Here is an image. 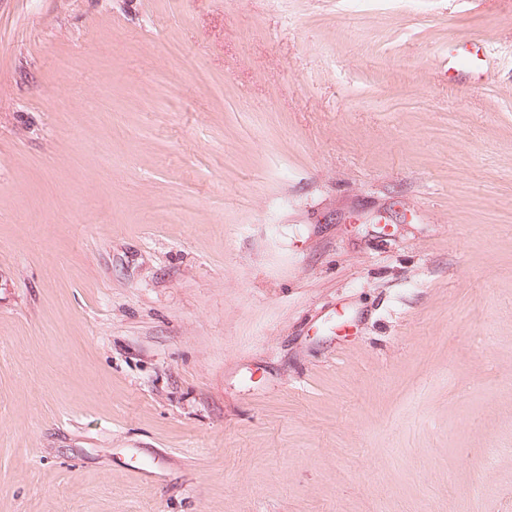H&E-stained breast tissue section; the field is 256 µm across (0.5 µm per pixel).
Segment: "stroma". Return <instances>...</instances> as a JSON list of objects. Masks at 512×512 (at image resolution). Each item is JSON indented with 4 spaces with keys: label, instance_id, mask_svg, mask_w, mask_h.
I'll list each match as a JSON object with an SVG mask.
<instances>
[{
    "label": "stroma",
    "instance_id": "obj_1",
    "mask_svg": "<svg viewBox=\"0 0 512 512\" xmlns=\"http://www.w3.org/2000/svg\"><path fill=\"white\" fill-rule=\"evenodd\" d=\"M0 512H512V0H0Z\"/></svg>",
    "mask_w": 512,
    "mask_h": 512
}]
</instances>
